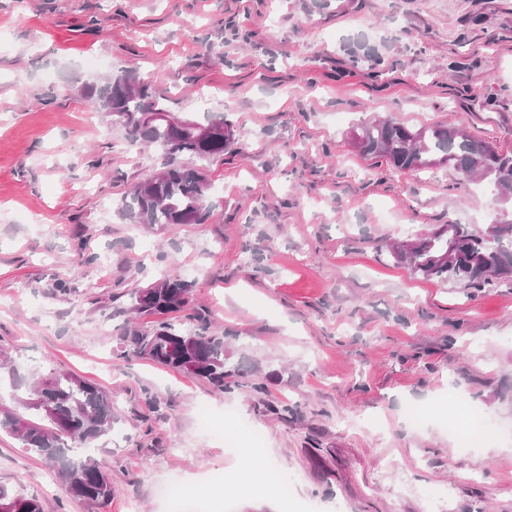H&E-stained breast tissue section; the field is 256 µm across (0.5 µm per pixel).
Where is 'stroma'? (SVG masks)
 Instances as JSON below:
<instances>
[{"label":"stroma","instance_id":"1","mask_svg":"<svg viewBox=\"0 0 512 512\" xmlns=\"http://www.w3.org/2000/svg\"><path fill=\"white\" fill-rule=\"evenodd\" d=\"M171 112L224 115L203 169L211 217L148 228L120 209L161 149L80 96L112 74ZM391 118L453 125L512 155V0H0V405L14 378L70 372L112 397L87 505L0 431V484L44 512H512V285L428 280L388 245L512 220L486 182L399 172L350 136ZM224 336L218 391L124 356L132 289L171 273ZM288 413H281V406ZM261 489L214 482L241 454Z\"/></svg>","mask_w":512,"mask_h":512}]
</instances>
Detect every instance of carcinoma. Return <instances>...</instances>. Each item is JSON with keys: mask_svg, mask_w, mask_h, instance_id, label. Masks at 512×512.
Returning a JSON list of instances; mask_svg holds the SVG:
<instances>
[{"mask_svg": "<svg viewBox=\"0 0 512 512\" xmlns=\"http://www.w3.org/2000/svg\"><path fill=\"white\" fill-rule=\"evenodd\" d=\"M87 104L112 127H119L134 142L153 145L166 155L222 157L234 142L233 125L218 115L203 125L212 129L202 142L193 121L181 130L166 120V99L151 84L110 76L81 89ZM361 155L382 159L397 171H424L447 164L493 189L512 195V155L443 125L411 129L390 119H378L359 129L353 140ZM208 178L198 168L163 164L151 178L128 192L125 216L136 224H203L210 218ZM393 257L426 279L453 280L470 288L494 281L512 282V221L496 224L492 232L469 224H438L406 242L390 245ZM178 275H169L130 293L127 312L167 315L187 309L192 288ZM190 319L196 329L184 332L161 321L150 332L129 328L122 336L125 357H146L170 370L192 375L219 390L228 388L224 337L209 331L200 315ZM25 405L37 418L30 420L0 407V428H8L23 448L41 459L62 480L72 498L89 505L108 500L110 477L93 457L81 459L85 448L112 431V399L100 385L69 372L42 376L26 390ZM0 512H44L37 494L16 492L0 485Z\"/></svg>", "mask_w": 512, "mask_h": 512, "instance_id": "1", "label": "carcinoma"}]
</instances>
